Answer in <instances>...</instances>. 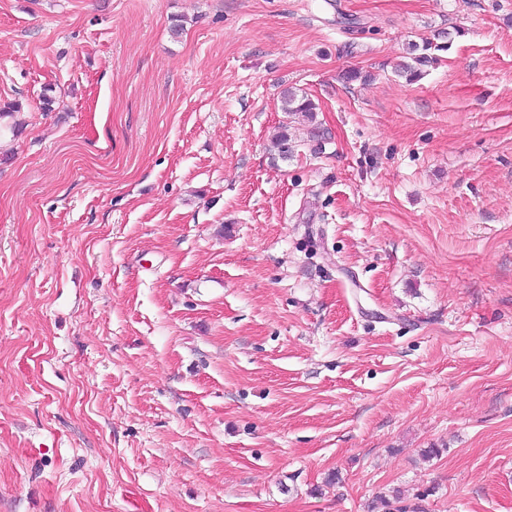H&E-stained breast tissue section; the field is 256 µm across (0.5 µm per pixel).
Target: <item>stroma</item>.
Returning a JSON list of instances; mask_svg holds the SVG:
<instances>
[{"instance_id": "obj_1", "label": "stroma", "mask_w": 512, "mask_h": 512, "mask_svg": "<svg viewBox=\"0 0 512 512\" xmlns=\"http://www.w3.org/2000/svg\"><path fill=\"white\" fill-rule=\"evenodd\" d=\"M11 103L0 512H512V0H0ZM432 42L426 41L423 43L421 48V53H416L419 51L420 46L417 44H412L409 47L408 55L406 57L410 59L411 62H403L399 65V72L401 74H405L406 78L409 81L415 80L416 78L421 76L422 70L421 67L427 66L430 63H433L436 60V57L430 56V54L425 53L426 51L432 49ZM282 110L291 115L301 114L302 117L307 119L313 118V112L316 110V105L307 96H298L291 90H286L282 95Z\"/></svg>"}]
</instances>
